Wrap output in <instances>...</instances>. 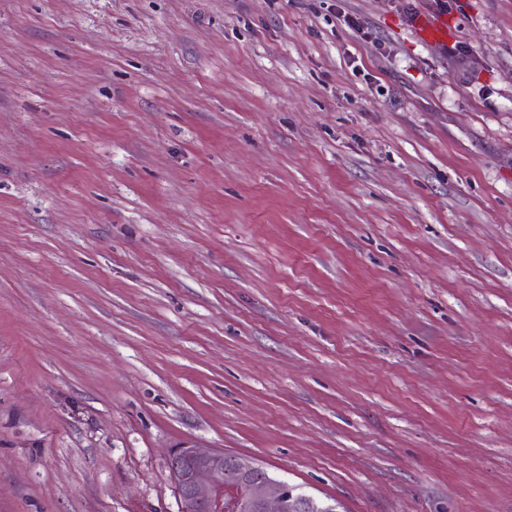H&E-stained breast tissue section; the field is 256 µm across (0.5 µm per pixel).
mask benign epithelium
<instances>
[{
	"label": "benign epithelium",
	"instance_id": "obj_1",
	"mask_svg": "<svg viewBox=\"0 0 512 512\" xmlns=\"http://www.w3.org/2000/svg\"><path fill=\"white\" fill-rule=\"evenodd\" d=\"M168 464L179 512H307L308 495L251 458L183 444Z\"/></svg>",
	"mask_w": 512,
	"mask_h": 512
}]
</instances>
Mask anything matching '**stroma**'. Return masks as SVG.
<instances>
[{"label": "stroma", "instance_id": "1", "mask_svg": "<svg viewBox=\"0 0 512 512\" xmlns=\"http://www.w3.org/2000/svg\"><path fill=\"white\" fill-rule=\"evenodd\" d=\"M437 2L0 0V512H178L185 441L512 512V0ZM415 34L426 44H444L452 33L448 27V18L439 16L436 18L419 17L414 22Z\"/></svg>", "mask_w": 512, "mask_h": 512}]
</instances>
